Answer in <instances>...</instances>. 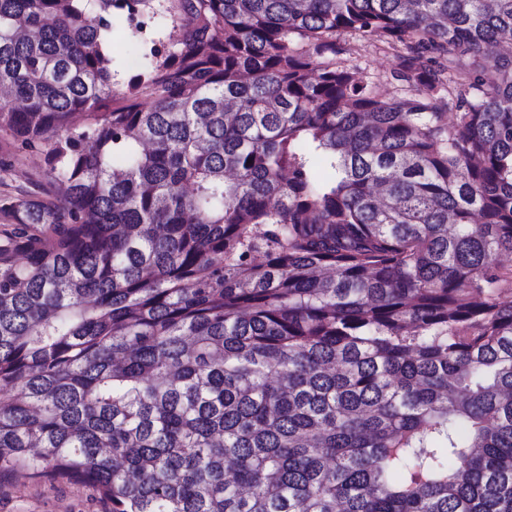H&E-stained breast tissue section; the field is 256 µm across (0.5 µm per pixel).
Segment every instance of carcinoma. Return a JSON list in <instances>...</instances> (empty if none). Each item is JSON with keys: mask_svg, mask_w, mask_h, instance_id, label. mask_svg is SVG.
I'll return each mask as SVG.
<instances>
[{"mask_svg": "<svg viewBox=\"0 0 512 512\" xmlns=\"http://www.w3.org/2000/svg\"><path fill=\"white\" fill-rule=\"evenodd\" d=\"M507 41L512 0H0V133L65 187L0 204V472L108 512H512ZM336 47L341 49L336 58L347 66L356 67L364 81L378 83L386 97L394 95L400 88V82L392 76L398 70L400 60L382 45L379 37H362L355 33L338 35Z\"/></svg>", "mask_w": 512, "mask_h": 512, "instance_id": "1", "label": "carcinoma"}]
</instances>
